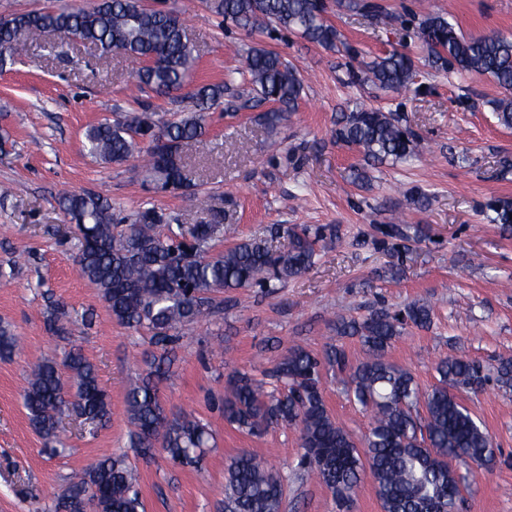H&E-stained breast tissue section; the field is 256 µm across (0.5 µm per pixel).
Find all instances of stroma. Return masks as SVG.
I'll return each instance as SVG.
<instances>
[{
	"instance_id": "1",
	"label": "stroma",
	"mask_w": 512,
	"mask_h": 512,
	"mask_svg": "<svg viewBox=\"0 0 512 512\" xmlns=\"http://www.w3.org/2000/svg\"><path fill=\"white\" fill-rule=\"evenodd\" d=\"M374 2L381 16L336 0H328L327 15L361 59L408 53L416 65L409 89L349 83L345 53L276 31L265 46L304 80L296 112L271 130L261 108L233 98L212 109L206 135L185 150L198 192L222 202L237 237H267L280 224L323 234L309 271L270 290L227 293L210 320L178 331L177 359L158 383L159 396L168 416L187 412L210 423L214 445L196 468L173 464L159 450L145 459L132 447L125 388L160 349L145 331L113 320L82 278L78 240L59 206L63 194L93 192L127 214L153 207L183 224L205 220L189 192L149 189L140 158L107 163L84 148L89 125L142 102L171 121L187 115L190 87L167 96L148 88L133 94L134 62L71 41L43 40L0 66V324L24 344L0 360V512L51 505L67 477L108 455L138 470L144 512H224V468L243 450L280 475L283 512H339L332 491L300 467L298 431L278 427L251 436L225 423V380L236 371L261 374L294 345L318 356L335 345L350 362L362 360L359 337L337 334V321L414 302L431 306L433 323L406 327L388 357L410 369L424 391L436 384L443 358L480 365L484 387L460 397L491 435L495 458L479 472L455 463L461 512H512V391L496 382L500 361L512 358V230L493 223L490 208L512 200V128L501 126L493 110L502 96L495 81L431 68L417 33L423 15L440 14L468 35L512 37V0ZM144 3L184 18L195 48L193 84L224 82L242 67L253 37L204 0ZM362 107L397 113L418 153L372 168L364 188L353 175L363 164L361 151L335 137L341 115ZM398 220L400 238L389 234ZM57 302L72 315L68 342L96 365L111 412L93 431L65 413V446L52 454L30 425L23 393L34 365L58 343L46 325ZM86 312L92 324L82 322ZM348 387L347 373L324 371L329 410L359 440L370 414Z\"/></svg>"
}]
</instances>
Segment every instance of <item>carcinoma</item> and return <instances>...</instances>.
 I'll return each instance as SVG.
<instances>
[{
	"label": "carcinoma",
	"instance_id": "cac0c4a2",
	"mask_svg": "<svg viewBox=\"0 0 512 512\" xmlns=\"http://www.w3.org/2000/svg\"><path fill=\"white\" fill-rule=\"evenodd\" d=\"M224 20L252 34L286 30L327 50L340 47L351 58L356 51L343 42L327 18L324 0H205ZM185 22L171 10L149 8L138 0H96L93 6L67 7L0 17V49L19 55L46 35H74L93 44L102 55L119 52L140 64L136 86L167 94L186 85L195 68L193 50L183 41ZM427 48L428 65L448 72L488 75L502 89L493 102L499 123L512 127V38L498 34L467 36L442 15H429L418 25ZM250 101L269 105L265 125L276 128L295 110L303 92L297 68L277 52L256 44L242 69ZM350 82L370 83L386 91L410 88L416 76L413 59L392 51L349 71ZM228 84H201L194 89V109L177 121H164L146 108L126 113L116 122L101 121L85 133L87 152L121 164L144 154L146 178L161 191L192 187L182 155L184 145L206 133L207 112L223 103ZM163 136L167 151L155 145ZM336 140L360 148L365 166L354 178L369 180L366 170L387 160L416 155L411 131L392 112L364 108L337 121ZM59 206L69 221L81 225L79 268L98 291L118 323L145 329L162 350L149 370L126 392L128 420L136 452L147 456L155 442L167 458L181 466H198L212 437L208 424L183 414L168 417L157 398L156 380L168 372L172 331L197 322L220 308L219 292L240 288H272L308 270L321 235L299 232L286 224L288 248L263 238L244 239L218 254L213 242L224 238L220 213L213 223L194 228L170 224L164 213L145 208L128 217L100 195L64 194ZM168 227L169 236L159 226ZM189 237L190 244L170 243V236ZM433 310L413 303L397 313L377 311L362 321L340 320L336 331L358 336L364 359L351 364L343 349L329 347L318 358L300 346L289 348L274 367L258 379L233 373L221 409L224 421L251 434L288 427L299 432L300 464L336 495L341 508L354 501L364 477L375 487L383 512H428L430 503L444 512H459V480L451 461L480 467L494 458L493 439L462 403L459 391L473 389L480 366L462 357L440 360L438 383L420 390L409 369L386 358L404 326L428 329ZM19 349L16 337L0 327V356ZM349 371L354 398L372 413L371 427L358 448L352 434L329 412L321 391L325 366ZM274 388L266 390L267 381ZM423 405L425 417L418 416ZM32 427L45 445L59 442L62 415L74 411L88 424L110 414L107 395L99 386L95 364L73 346L45 355L32 371L24 393ZM282 479L256 457L242 452L224 471V512H282ZM140 512L137 470L121 457H104L77 475L57 495L53 512Z\"/></svg>",
	"mask_w": 512,
	"mask_h": 512
}]
</instances>
